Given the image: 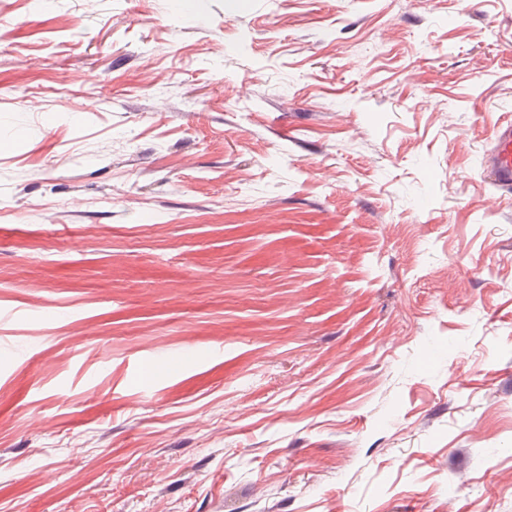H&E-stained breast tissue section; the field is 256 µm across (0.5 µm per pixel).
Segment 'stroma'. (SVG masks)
Instances as JSON below:
<instances>
[{
    "label": "stroma",
    "instance_id": "obj_1",
    "mask_svg": "<svg viewBox=\"0 0 512 512\" xmlns=\"http://www.w3.org/2000/svg\"><path fill=\"white\" fill-rule=\"evenodd\" d=\"M190 3L0 0V512H512V0ZM486 177L501 190L512 192V124L497 128L494 147L485 164Z\"/></svg>",
    "mask_w": 512,
    "mask_h": 512
}]
</instances>
